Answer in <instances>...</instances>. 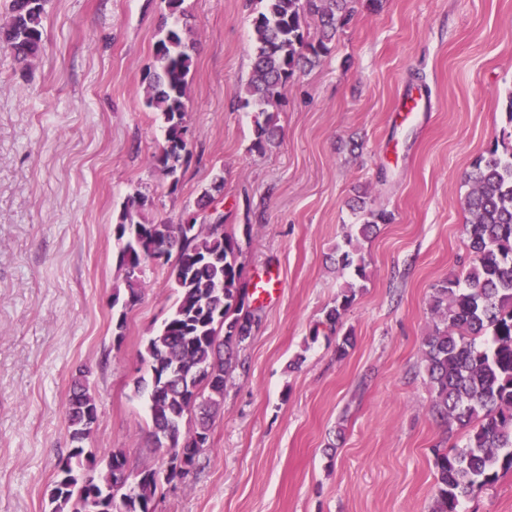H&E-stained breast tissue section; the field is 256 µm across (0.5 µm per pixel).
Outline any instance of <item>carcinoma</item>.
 Instances as JSON below:
<instances>
[{"instance_id": "cac0c4a2", "label": "carcinoma", "mask_w": 512, "mask_h": 512, "mask_svg": "<svg viewBox=\"0 0 512 512\" xmlns=\"http://www.w3.org/2000/svg\"><path fill=\"white\" fill-rule=\"evenodd\" d=\"M47 0H10L0 23V46L29 64L44 41ZM252 18L254 57L241 104L263 117L255 121L251 150L263 154L277 135L282 90L298 73L318 64L348 23L357 0H262ZM194 43L181 29L161 27L154 43L156 67L148 72L145 105L160 115L164 148L151 163L176 190L191 152L186 101L194 69ZM462 205L471 263L465 272L437 284L431 304L433 327L422 344L424 370L433 390L431 412L446 425L469 428L462 447L437 450L436 489L431 512H459L475 490L491 486L512 470V153L489 151L473 165ZM144 203L134 197L119 213L116 257L125 270L127 301L136 304L144 288V267L167 268L175 302L162 326L140 351L147 377L136 381L146 392L149 434L172 446L161 447L163 464L136 471L133 488L118 486L128 468L121 449L105 464L85 452L98 421L95 396L85 378L72 381L66 401L68 456L57 464L49 490L51 512H156L163 486L186 478L207 447L213 419L224 401L234 354L252 337L260 316L251 309L243 279L242 244L220 224L147 222ZM358 236L367 240L391 216L365 209ZM338 263L366 278L361 253L344 251ZM355 283L346 282L341 301L325 315L335 327L350 305ZM197 407L194 427L183 430L185 416Z\"/></svg>"}]
</instances>
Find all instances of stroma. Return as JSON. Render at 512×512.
Here are the masks:
<instances>
[{"label":"stroma","instance_id":"35a3bbf8","mask_svg":"<svg viewBox=\"0 0 512 512\" xmlns=\"http://www.w3.org/2000/svg\"><path fill=\"white\" fill-rule=\"evenodd\" d=\"M185 7L192 158L174 191L149 161L164 131L144 102L163 0H49L39 59L0 49V512H49L81 368L99 415L89 450L160 465L135 383L174 295L147 266L116 339L112 224L138 193L148 221L181 223L217 176L225 229L252 227L245 282L276 268L280 292L259 309L208 447L157 512H430L434 451L468 431L431 414L422 341L434 286L470 263L466 176L490 149L512 151V0H359L330 53L285 89L262 154L239 102L258 0ZM414 88L426 111L397 112ZM359 194L391 221L358 242L367 278L336 331L319 332L351 278L337 258ZM460 512H512V471Z\"/></svg>","mask_w":512,"mask_h":512}]
</instances>
